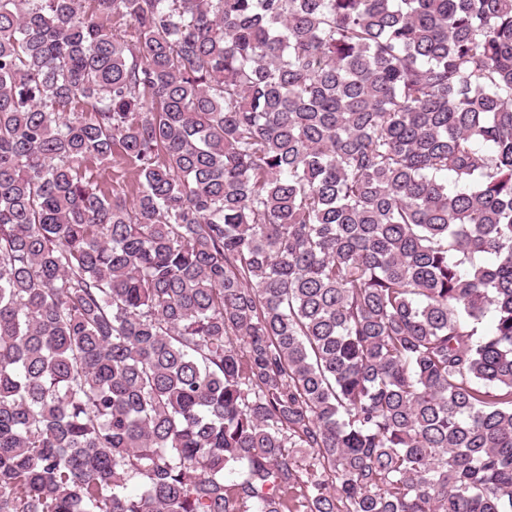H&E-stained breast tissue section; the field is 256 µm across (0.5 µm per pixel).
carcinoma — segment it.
Listing matches in <instances>:
<instances>
[{"instance_id": "obj_1", "label": "carcinoma", "mask_w": 512, "mask_h": 512, "mask_svg": "<svg viewBox=\"0 0 512 512\" xmlns=\"http://www.w3.org/2000/svg\"><path fill=\"white\" fill-rule=\"evenodd\" d=\"M0 512H512V0H0Z\"/></svg>"}]
</instances>
